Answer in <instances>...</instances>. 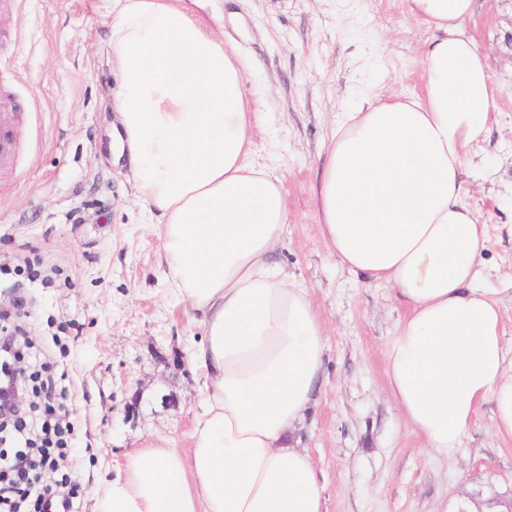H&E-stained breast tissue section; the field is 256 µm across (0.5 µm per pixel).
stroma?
<instances>
[{
    "label": "stroma",
    "instance_id": "1",
    "mask_svg": "<svg viewBox=\"0 0 512 512\" xmlns=\"http://www.w3.org/2000/svg\"><path fill=\"white\" fill-rule=\"evenodd\" d=\"M202 26L253 63L245 94L260 120L253 159L285 189L288 236L278 260L311 292L326 332L327 372L296 437L323 486L322 512H446L487 486L512 497V443L485 402L453 459L432 453L387 390L385 353L406 309L389 286L350 272L321 236L319 157L368 89L408 101L433 31L405 0H210ZM109 0H16L0 9V126L18 154L0 166V256L40 258L52 286L0 273V303H30L21 323L50 355L75 424L46 483L67 473L80 512L138 448H183L200 375L177 376L204 334L201 318L165 280L157 228L128 171L112 162ZM465 30L503 93L462 179L484 226L479 287L503 307L512 360V0H476ZM143 399L136 419L125 406ZM176 393L174 404L161 402Z\"/></svg>",
    "mask_w": 512,
    "mask_h": 512
}]
</instances>
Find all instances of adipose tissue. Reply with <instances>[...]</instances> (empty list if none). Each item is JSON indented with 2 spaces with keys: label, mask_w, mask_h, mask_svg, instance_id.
<instances>
[{
  "label": "adipose tissue",
  "mask_w": 512,
  "mask_h": 512,
  "mask_svg": "<svg viewBox=\"0 0 512 512\" xmlns=\"http://www.w3.org/2000/svg\"><path fill=\"white\" fill-rule=\"evenodd\" d=\"M115 160L157 219L165 277L202 316L188 448H141L94 512H321L293 438L325 371L308 288L270 260L288 231L281 181L252 161L246 61L182 0H115ZM436 36L424 95L368 99L335 128L316 185L321 234L407 314L386 352L389 391L427 448L454 456L480 407L512 441L501 303L477 288L483 226L460 169L502 93L464 25L475 0H406Z\"/></svg>",
  "instance_id": "1"
}]
</instances>
